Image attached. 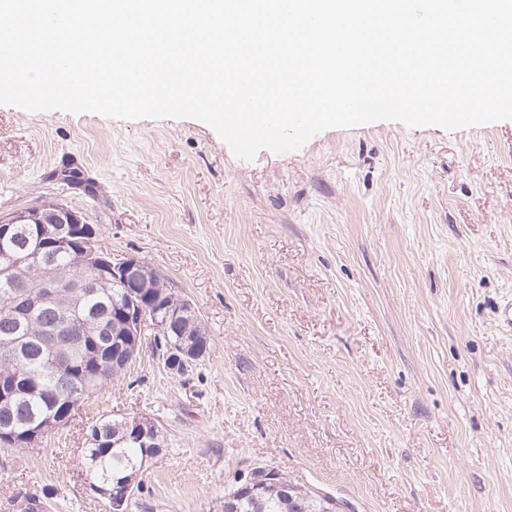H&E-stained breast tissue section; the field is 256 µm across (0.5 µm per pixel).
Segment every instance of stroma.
<instances>
[{
  "label": "stroma",
  "instance_id": "35a3bbf8",
  "mask_svg": "<svg viewBox=\"0 0 512 512\" xmlns=\"http://www.w3.org/2000/svg\"><path fill=\"white\" fill-rule=\"evenodd\" d=\"M50 200L160 273L211 348L185 377L142 349L41 447L0 448V512H108L86 433L139 413L165 445L128 512H223L259 466L337 512H512V119L377 120L244 161L194 118L0 105V217Z\"/></svg>",
  "mask_w": 512,
  "mask_h": 512
}]
</instances>
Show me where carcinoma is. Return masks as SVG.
<instances>
[{"label": "carcinoma", "mask_w": 512, "mask_h": 512, "mask_svg": "<svg viewBox=\"0 0 512 512\" xmlns=\"http://www.w3.org/2000/svg\"><path fill=\"white\" fill-rule=\"evenodd\" d=\"M25 232V226L0 238V268L15 264L21 257L42 249L40 266L29 263L18 266L10 277L0 276V373L14 380L11 398L0 403V447L25 448L26 434L42 417L59 418L58 425L66 426L75 415L73 401L60 399L59 382L65 380L75 391L88 390L92 394L104 386L125 377L127 366L112 364V345L115 337L103 340L100 329L112 326L116 318L113 302L125 297V285L119 280L106 279L98 286H87L81 278L92 275V260L103 254L98 237L77 236L68 247L59 251L44 248ZM55 283L63 295L61 303L79 306L83 320L78 328L82 347L67 355L54 369L45 361L40 341L47 330L56 326L59 334L70 330L62 324L57 313L49 308L32 307L30 296ZM144 304L152 308H182L188 300L168 288L164 279L149 268L140 285ZM170 342L178 346L185 339L198 344V351L208 352V333L195 310H190L177 321L166 325ZM30 336L29 347L13 366L4 358L13 348V338ZM139 445L112 437V419L101 418L92 425L84 448L86 475L94 483H112L140 458ZM239 512H294L279 493L269 492L255 502L246 497L239 502Z\"/></svg>", "instance_id": "carcinoma-1"}]
</instances>
